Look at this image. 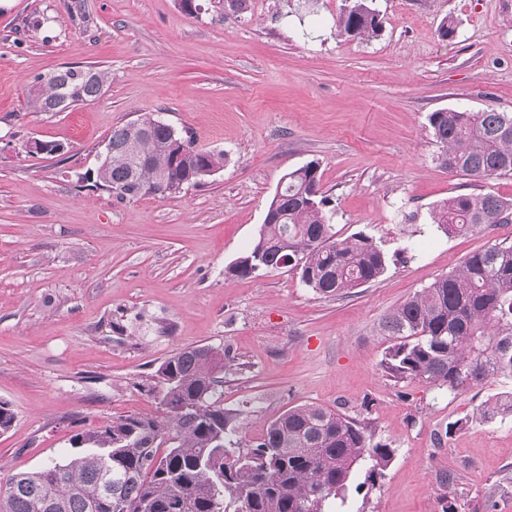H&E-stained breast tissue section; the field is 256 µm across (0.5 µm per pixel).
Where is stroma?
<instances>
[{"mask_svg": "<svg viewBox=\"0 0 512 512\" xmlns=\"http://www.w3.org/2000/svg\"><path fill=\"white\" fill-rule=\"evenodd\" d=\"M0 0V472L72 451L73 435L155 417L160 364L211 345L232 361L224 405L247 433L288 408H340L394 448L382 476L356 466L332 512H512V416L477 418L512 377L465 391L385 376L380 319L512 224L446 237L430 211L449 197L512 198L442 168L428 123L448 108L512 113V0H373L378 37L336 34L346 0ZM454 19L444 39L439 27ZM108 71L103 96L39 112L33 75ZM155 113L224 166L171 198L116 201L83 181L112 128ZM62 144L28 154V141ZM317 162L339 236L412 247L339 299L294 272L230 279L286 173ZM465 427L446 434L448 423Z\"/></svg>", "mask_w": 512, "mask_h": 512, "instance_id": "stroma-1", "label": "stroma"}]
</instances>
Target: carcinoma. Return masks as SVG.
Returning a JSON list of instances; mask_svg holds the SVG:
<instances>
[{
  "mask_svg": "<svg viewBox=\"0 0 512 512\" xmlns=\"http://www.w3.org/2000/svg\"><path fill=\"white\" fill-rule=\"evenodd\" d=\"M336 28L340 37L368 41L382 21L369 0H350ZM107 80L105 70L81 66L37 74L35 109L68 112L93 102ZM428 122L442 167L476 180L512 174L511 112L446 109ZM105 143L112 164L98 165L94 183L118 201L176 196L224 165V152L197 148L151 113L115 127ZM328 203L318 163L286 174L269 203L272 222L227 275L273 273L288 256L302 260L301 281L325 298L376 281L392 257L364 233L339 237L327 222ZM431 219L447 237L512 224V199L460 194L433 207ZM378 334L389 340L381 367L398 383L456 392L512 376V242L469 255L389 311ZM228 367L218 348L176 351L156 371L162 416L113 419L74 435L66 461L0 477V512H329L355 466L369 462L374 478L391 463L394 449L373 441L369 424L320 405L291 407L248 437L244 411L224 407ZM479 414L512 415V392L485 401Z\"/></svg>",
  "mask_w": 512,
  "mask_h": 512,
  "instance_id": "1",
  "label": "carcinoma"
}]
</instances>
